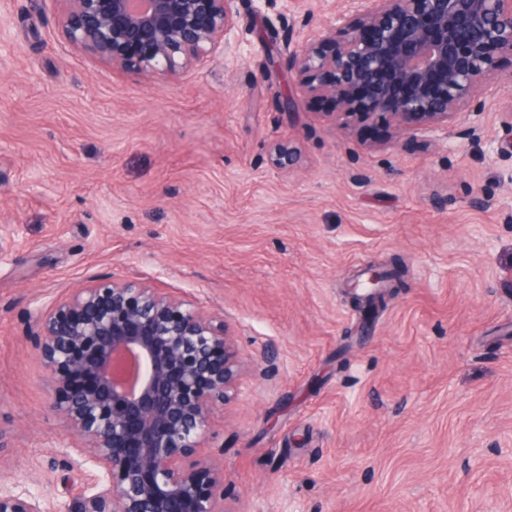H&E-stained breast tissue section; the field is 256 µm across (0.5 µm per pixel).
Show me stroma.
I'll return each instance as SVG.
<instances>
[{
  "label": "stroma",
  "mask_w": 512,
  "mask_h": 512,
  "mask_svg": "<svg viewBox=\"0 0 512 512\" xmlns=\"http://www.w3.org/2000/svg\"><path fill=\"white\" fill-rule=\"evenodd\" d=\"M343 6L261 0L239 49L154 84L64 48L59 0H0V490L45 512L85 490L37 320L136 278L235 330L243 389L203 443L229 512H512V156L467 149L474 124L512 141V56L478 120L350 136L285 64ZM396 257L364 320L349 286ZM371 269L372 271L367 275L371 277L373 281L386 282V290H384V288H381L375 292V302H381L382 299V302L384 301L385 303H387V299H389L395 294L394 291L398 288V282L395 277L390 276H387L386 278H382L381 280H379V274L392 272L395 270V267L393 265L373 264Z\"/></svg>",
  "instance_id": "35a3bbf8"
}]
</instances>
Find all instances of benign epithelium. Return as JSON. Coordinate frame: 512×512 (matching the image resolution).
I'll list each match as a JSON object with an SVG mask.
<instances>
[{
    "mask_svg": "<svg viewBox=\"0 0 512 512\" xmlns=\"http://www.w3.org/2000/svg\"><path fill=\"white\" fill-rule=\"evenodd\" d=\"M72 49L151 81H174L236 46L234 0H61ZM288 72L333 99L348 128L384 120L433 132L491 89L512 55V0H353L315 36L287 43ZM471 155L489 157L478 128ZM51 408L97 478L60 512H228L224 468L198 456L214 406L243 371L224 316L138 279L97 280L37 323ZM0 512H46L0 491Z\"/></svg>",
    "mask_w": 512,
    "mask_h": 512,
    "instance_id": "obj_1",
    "label": "benign epithelium"
}]
</instances>
